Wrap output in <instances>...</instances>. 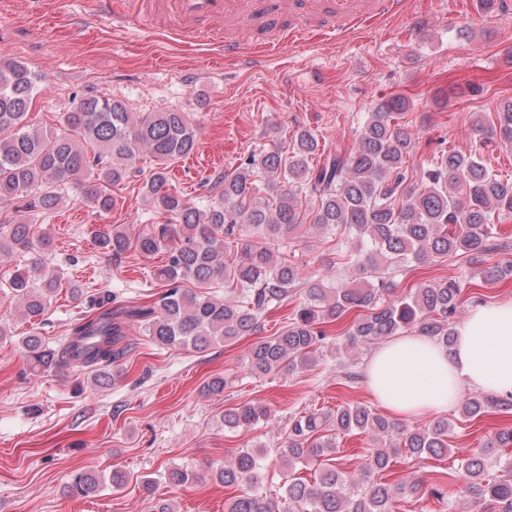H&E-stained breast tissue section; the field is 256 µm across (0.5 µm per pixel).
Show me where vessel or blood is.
<instances>
[{"label":"vessel or blood","instance_id":"obj_1","mask_svg":"<svg viewBox=\"0 0 512 512\" xmlns=\"http://www.w3.org/2000/svg\"><path fill=\"white\" fill-rule=\"evenodd\" d=\"M112 15L146 29L164 26L183 41L219 40L224 55L238 57L241 44L225 35L228 22L263 20L269 35L263 44L277 48L306 42L312 32L308 19L321 17L326 36L345 40L358 26L402 15L407 0H102Z\"/></svg>","mask_w":512,"mask_h":512}]
</instances>
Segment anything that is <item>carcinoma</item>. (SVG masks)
Returning a JSON list of instances; mask_svg holds the SVG:
<instances>
[{
    "label": "carcinoma",
    "instance_id": "obj_1",
    "mask_svg": "<svg viewBox=\"0 0 512 512\" xmlns=\"http://www.w3.org/2000/svg\"><path fill=\"white\" fill-rule=\"evenodd\" d=\"M38 84L24 63L0 62V205H12L17 213L0 224V258L25 260L6 280L22 315L42 317L63 279L42 258L50 241L35 233V222L22 212L24 197L34 196L46 215L72 187L108 213L117 204L112 190L145 154L154 162L145 182L146 202L175 223L152 224L133 239L119 224L94 235L117 259L132 247L144 255H164L153 271L164 292L149 306L112 308L110 295L101 296L51 347L35 332L24 337L33 373L91 369L94 382L104 385L111 381L112 364L131 351L127 336L133 325L161 347L205 352L257 334L266 312L298 294L303 301L287 325L248 349L249 374L313 367L333 335L352 350L410 331L449 350L465 285L448 279L393 298V279L412 262L509 248L497 224L512 217V178L488 166L481 149L491 143L512 147V98L499 103L489 123L474 119L482 135L479 147L442 149L411 172L406 158L414 150L413 138L398 123L409 101L392 96L367 113L354 150L315 163L317 135L303 129L224 173L213 185L215 201L200 208L169 188L170 165L196 149L189 113L134 112L125 100L88 96L73 104L60 128L47 131L29 118ZM305 226L334 235L347 262L369 275L366 285L303 279L300 267L279 252L278 242ZM509 276L512 261L485 268L480 280L490 285ZM220 284L232 294L212 291ZM495 410H512V397L473 393L463 400L460 415L470 419ZM267 418V408L253 403L222 415L230 430L254 428ZM451 430L445 417L408 426L360 404L304 411L288 417L285 439L274 449L283 468L280 499L263 483L264 449L240 451L214 476L224 487L242 490L227 512H393L395 500L404 495L445 500L447 491L437 482L411 476L390 483L383 476H393L405 459L450 452ZM354 433L369 434L377 444L368 449L357 476L338 464V437ZM506 447H512V426L495 431L485 448L454 459L466 476L462 494L474 512H512V456L493 452ZM313 461L321 467L309 480L302 470ZM164 479L178 487L201 477L174 467ZM99 484L94 473L80 471L71 489L89 494ZM155 486V480H143L148 512H174L170 500L154 496Z\"/></svg>",
    "mask_w": 512,
    "mask_h": 512
}]
</instances>
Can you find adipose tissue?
Returning a JSON list of instances; mask_svg holds the SVG:
<instances>
[{
	"label": "adipose tissue",
	"instance_id": "adipose-tissue-1",
	"mask_svg": "<svg viewBox=\"0 0 512 512\" xmlns=\"http://www.w3.org/2000/svg\"><path fill=\"white\" fill-rule=\"evenodd\" d=\"M367 384L404 419L450 409L468 386L512 395V300L473 309L457 326L452 349L414 335L383 343L370 357Z\"/></svg>",
	"mask_w": 512,
	"mask_h": 512
}]
</instances>
